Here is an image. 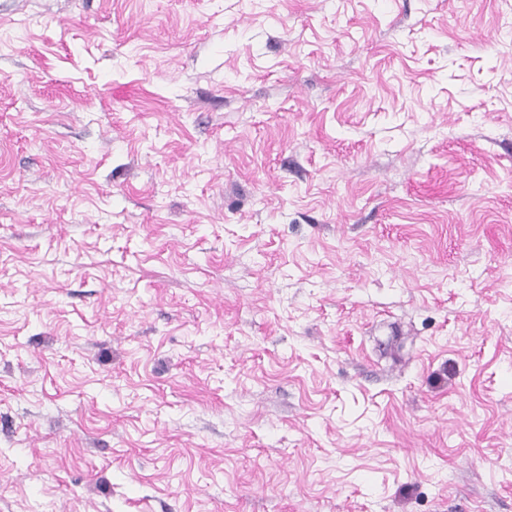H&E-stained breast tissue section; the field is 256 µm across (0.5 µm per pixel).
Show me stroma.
<instances>
[{
  "label": "stroma",
  "mask_w": 512,
  "mask_h": 512,
  "mask_svg": "<svg viewBox=\"0 0 512 512\" xmlns=\"http://www.w3.org/2000/svg\"><path fill=\"white\" fill-rule=\"evenodd\" d=\"M0 512H512V0H0Z\"/></svg>",
  "instance_id": "35a3bbf8"
}]
</instances>
